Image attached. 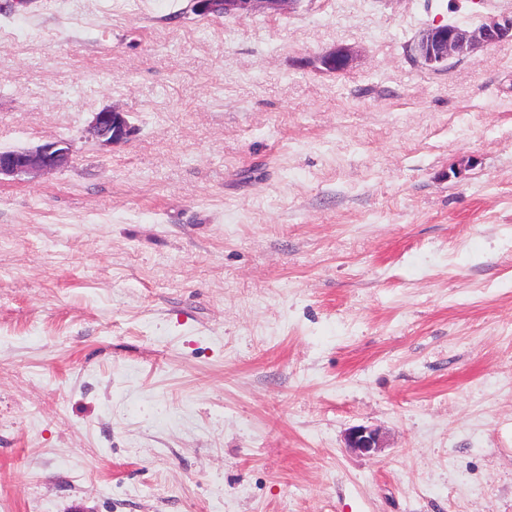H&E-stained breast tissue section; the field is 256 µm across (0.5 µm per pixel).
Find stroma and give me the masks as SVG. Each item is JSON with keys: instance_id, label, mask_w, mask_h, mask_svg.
Returning <instances> with one entry per match:
<instances>
[{"instance_id": "obj_1", "label": "stroma", "mask_w": 512, "mask_h": 512, "mask_svg": "<svg viewBox=\"0 0 512 512\" xmlns=\"http://www.w3.org/2000/svg\"><path fill=\"white\" fill-rule=\"evenodd\" d=\"M511 11L0 0V512H512ZM198 13L220 12L224 17L242 14L289 13L301 0H195ZM512 40V15L489 16L473 29L457 24L428 26L407 45L417 63L435 68L452 58L471 57L483 47ZM133 131L126 112L115 107L96 112L90 127L92 136L112 146L127 141ZM71 149L66 142L54 141L32 149L1 150V176H18L60 168L68 163ZM346 448L361 453L372 454L382 448L378 430L364 426L351 428L345 437Z\"/></svg>"}]
</instances>
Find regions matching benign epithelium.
Returning a JSON list of instances; mask_svg holds the SVG:
<instances>
[{
    "label": "benign epithelium",
    "mask_w": 512,
    "mask_h": 512,
    "mask_svg": "<svg viewBox=\"0 0 512 512\" xmlns=\"http://www.w3.org/2000/svg\"><path fill=\"white\" fill-rule=\"evenodd\" d=\"M301 0H195L201 14L219 12L224 16L260 13H287ZM512 40V15L490 16L473 29L456 24L429 26L407 45V52L417 63L435 68L452 58L471 57L483 47ZM353 55L345 48L332 49L319 58L324 68L337 72L346 69ZM134 126L126 113L112 107L95 113L90 133L109 145L121 144L131 136ZM71 149L63 141L45 143L32 149L1 150L0 176H18L60 168L68 163ZM346 447L361 454L381 448L378 430L364 426L351 428L345 437Z\"/></svg>",
    "instance_id": "1"
}]
</instances>
